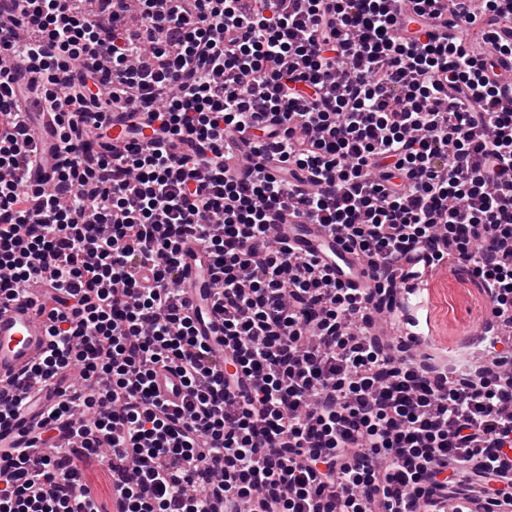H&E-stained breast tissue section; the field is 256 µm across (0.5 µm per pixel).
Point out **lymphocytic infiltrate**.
Segmentation results:
<instances>
[{"instance_id": "lymphocytic-infiltrate-1", "label": "lymphocytic infiltrate", "mask_w": 512, "mask_h": 512, "mask_svg": "<svg viewBox=\"0 0 512 512\" xmlns=\"http://www.w3.org/2000/svg\"><path fill=\"white\" fill-rule=\"evenodd\" d=\"M508 26L512 0H0V303L47 290L50 352L21 387L85 380L36 434L75 447L0 452V512H104L77 464L105 452L116 512H512V349L488 337L491 361L459 372L377 331L398 275L451 257L512 320ZM30 93L57 115L47 185L27 179ZM108 112L130 120L123 150ZM290 215L368 284L293 252ZM191 245L233 392L181 304ZM156 386L160 395L170 403L181 404L186 390L179 377L171 372L160 371L156 376Z\"/></svg>"}]
</instances>
